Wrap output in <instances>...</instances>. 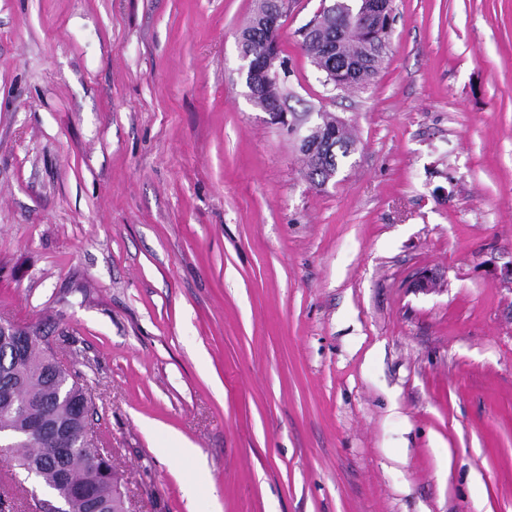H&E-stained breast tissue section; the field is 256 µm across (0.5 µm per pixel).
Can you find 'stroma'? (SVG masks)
I'll return each instance as SVG.
<instances>
[{
    "instance_id": "stroma-1",
    "label": "stroma",
    "mask_w": 512,
    "mask_h": 512,
    "mask_svg": "<svg viewBox=\"0 0 512 512\" xmlns=\"http://www.w3.org/2000/svg\"><path fill=\"white\" fill-rule=\"evenodd\" d=\"M259 0H0V319L92 400L127 512H512V0H393L325 185L254 105ZM434 272L436 290L415 289ZM47 492L0 459V512Z\"/></svg>"
}]
</instances>
